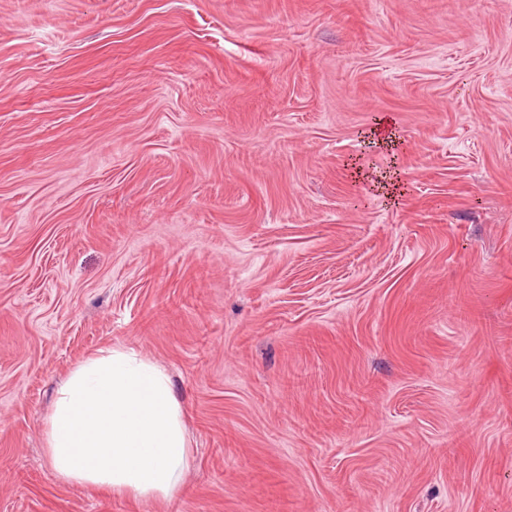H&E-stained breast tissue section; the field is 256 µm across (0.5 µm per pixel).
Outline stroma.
Masks as SVG:
<instances>
[{
  "instance_id": "stroma-1",
  "label": "stroma",
  "mask_w": 512,
  "mask_h": 512,
  "mask_svg": "<svg viewBox=\"0 0 512 512\" xmlns=\"http://www.w3.org/2000/svg\"><path fill=\"white\" fill-rule=\"evenodd\" d=\"M110 344L169 500L47 468ZM0 512H512V0H0Z\"/></svg>"
}]
</instances>
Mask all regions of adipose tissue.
Wrapping results in <instances>:
<instances>
[{
  "label": "adipose tissue",
  "mask_w": 512,
  "mask_h": 512,
  "mask_svg": "<svg viewBox=\"0 0 512 512\" xmlns=\"http://www.w3.org/2000/svg\"><path fill=\"white\" fill-rule=\"evenodd\" d=\"M46 455L60 482L168 499L190 467L184 410L156 362L106 346L69 371L45 422Z\"/></svg>",
  "instance_id": "1"
}]
</instances>
